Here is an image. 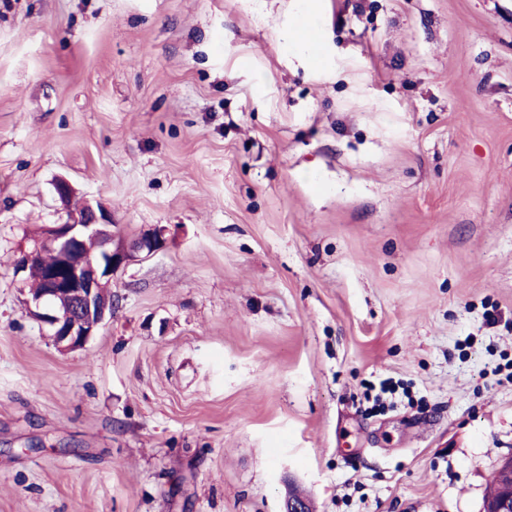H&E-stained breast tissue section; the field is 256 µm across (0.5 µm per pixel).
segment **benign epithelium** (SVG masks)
I'll return each instance as SVG.
<instances>
[{
  "label": "benign epithelium",
  "mask_w": 512,
  "mask_h": 512,
  "mask_svg": "<svg viewBox=\"0 0 512 512\" xmlns=\"http://www.w3.org/2000/svg\"><path fill=\"white\" fill-rule=\"evenodd\" d=\"M112 210L97 202H86L81 213H73L63 224L34 240L22 252L16 272L21 273L43 252H53L57 268L45 280L41 292L25 300L29 316L52 336L62 351L83 348L95 335L106 316L112 314V302L104 297L102 285L120 269L145 259L163 247L162 238L153 232L112 245ZM102 243L101 252L80 264L71 262V254L86 239ZM497 492L484 500L483 512H512V457L494 473Z\"/></svg>",
  "instance_id": "1"
}]
</instances>
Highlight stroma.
<instances>
[{
    "label": "stroma",
    "instance_id": "stroma-1",
    "mask_svg": "<svg viewBox=\"0 0 512 512\" xmlns=\"http://www.w3.org/2000/svg\"><path fill=\"white\" fill-rule=\"evenodd\" d=\"M60 177L164 241L73 352L15 272ZM511 457L512 0H0V512H482Z\"/></svg>",
    "mask_w": 512,
    "mask_h": 512
}]
</instances>
